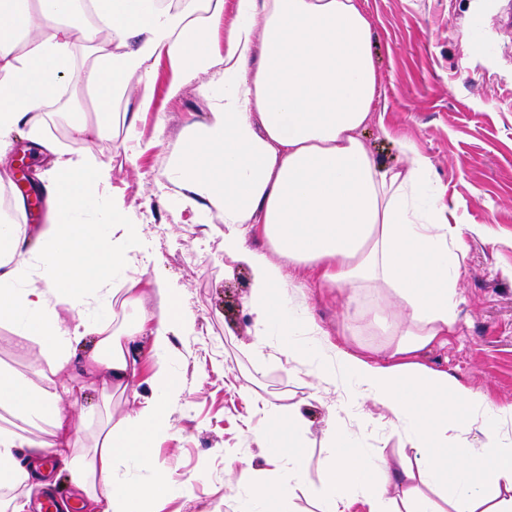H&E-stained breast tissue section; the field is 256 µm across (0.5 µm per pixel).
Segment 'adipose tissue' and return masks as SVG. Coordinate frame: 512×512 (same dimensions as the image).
Instances as JSON below:
<instances>
[{
  "instance_id": "ef3b65f1",
  "label": "adipose tissue",
  "mask_w": 512,
  "mask_h": 512,
  "mask_svg": "<svg viewBox=\"0 0 512 512\" xmlns=\"http://www.w3.org/2000/svg\"><path fill=\"white\" fill-rule=\"evenodd\" d=\"M84 0H0V150L26 128L56 160L45 174L50 221L28 242L27 227L0 218V324H18L19 347L36 345L29 373L0 371V512H26L30 473L16 451L69 460L71 439L46 443L23 437L15 420L61 432L64 402L77 386L64 372L78 349L89 372L105 371L127 391L135 372L133 345L152 338L158 370L154 393L121 420L109 411L88 467L73 479L98 512H146L169 496L172 482L155 469L149 482L118 479L125 463L145 465L168 430L169 407L182 393L167 371L170 336L189 315L178 294L160 288V314L142 310L141 281L126 276L136 260L139 221L120 193L102 219L74 221L76 212L111 182L112 167L60 149L42 119L66 81L77 80L97 100L94 121L71 120L73 139L103 136L112 107L138 79L142 105H150L153 66L167 60L177 78H210L224 89L207 122L192 131L171 162V179L188 204H203L224 226V254L250 271L246 306L256 338L267 328L287 329L281 302L294 285L284 264L308 269L328 294L367 288L377 302L395 298L385 315L383 346L352 351L326 344V359L312 372L331 385L337 373L352 382L351 399L383 406L393 429L404 431L413 459L392 472L389 464L351 447L328 425L331 447L323 473L321 512H346L353 497L371 512H512V445L499 422L512 407L493 406L447 372L419 360L447 344L457 329V288L465 273L463 231L431 192V163L401 142L407 162L376 164L361 138L377 98L380 77L370 47V22L360 0H236V21L223 55L210 33L224 15V0H91L95 25L76 31L69 18ZM112 36L82 70L73 66L76 38ZM265 249L247 246V236ZM138 307L135 321L113 327L89 317L91 307L114 295ZM74 313L66 324L64 312ZM264 420L249 427L253 441L276 448L284 432L298 433L305 419L296 405L264 404ZM265 512H282L296 468L268 480L253 476L246 459L236 468ZM395 497H387V486Z\"/></svg>"
}]
</instances>
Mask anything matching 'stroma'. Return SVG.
I'll list each match as a JSON object with an SVG mask.
<instances>
[{"instance_id":"35a3bbf8","label":"stroma","mask_w":512,"mask_h":512,"mask_svg":"<svg viewBox=\"0 0 512 512\" xmlns=\"http://www.w3.org/2000/svg\"><path fill=\"white\" fill-rule=\"evenodd\" d=\"M361 2L381 79L362 132L365 145L378 164L391 167L407 161L400 141L412 143L431 162L441 205L464 227L458 327L445 346L423 352L420 360L496 406H512V0ZM172 80L168 65H157L150 109H140L134 93L117 101L113 132L101 138L76 142L69 135L63 103L94 113L84 91L63 89L47 117L61 148L111 163L113 188L139 217L149 264L129 273L148 280L142 307L158 312L153 282L159 279L176 289L190 316L188 329L171 339L168 369L183 393L170 406L168 435L155 450L156 465L173 483L158 512H248L250 489L226 467L235 457L251 460L262 478L300 468L305 480L293 486L283 510L320 512L329 423L392 469L412 451L380 405L348 402L349 379L313 387L305 367L283 354L278 327L256 345L245 305L248 270L225 257L219 218H206L202 205L179 204L180 188L169 180V162L181 152L188 127L205 122L224 89L200 77L174 94ZM134 112L139 118L130 129L121 116ZM288 272L302 289L286 299L285 309L293 338L308 357L322 358L325 336L351 349L383 343L370 319L350 315L346 298L325 297L305 268ZM310 318L320 334L306 333ZM150 348V337L136 342L135 374L123 393L112 392L105 374L85 375L77 361L68 366V374L86 386L65 404L73 435L84 445L93 442L102 393H111L116 420L152 396ZM262 401L298 405L306 419L304 431L284 436L275 460L248 434L263 420L257 408Z\"/></svg>"}]
</instances>
